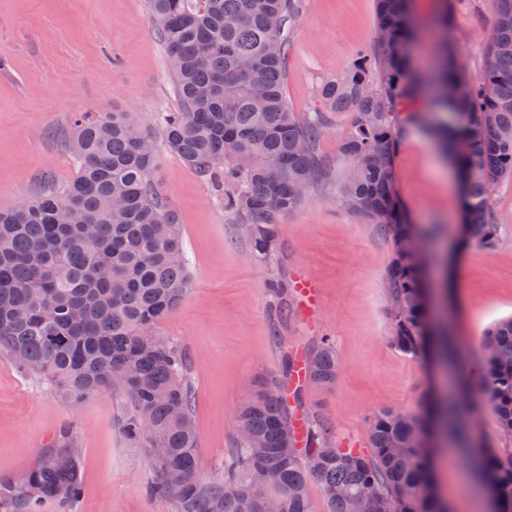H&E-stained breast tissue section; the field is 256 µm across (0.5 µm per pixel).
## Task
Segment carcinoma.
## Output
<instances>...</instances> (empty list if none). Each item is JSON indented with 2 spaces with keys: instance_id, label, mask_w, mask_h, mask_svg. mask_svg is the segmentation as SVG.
<instances>
[{
  "instance_id": "obj_1",
  "label": "carcinoma",
  "mask_w": 512,
  "mask_h": 512,
  "mask_svg": "<svg viewBox=\"0 0 512 512\" xmlns=\"http://www.w3.org/2000/svg\"><path fill=\"white\" fill-rule=\"evenodd\" d=\"M485 70L469 77L454 61L448 9L429 24L445 34L441 66L414 64L410 0H377L378 33L346 74L321 88L324 110L300 116L285 95L288 36L303 0H150L180 107L160 116L164 149L199 174L220 181L224 210L248 229L253 255L276 249L280 220L331 169L319 143L331 112L350 126L337 144L344 206L392 244L387 270L391 345L413 357L437 353L457 362L452 336L431 325L426 264L408 249L422 240L396 194L392 167L403 125L422 124L461 182L464 248L490 250L498 240L492 210L497 185L512 179V0H500ZM155 137L132 112L78 115L69 147L76 163L61 190L0 210V354L47 380L77 405L120 390L124 437L144 450L152 470L146 492L174 512H313L308 484L319 483L325 512H350L360 497L375 512H448L435 486L433 453L455 438L481 462L482 484L497 512H512V448L475 445L461 421L474 410L459 394L417 412L381 409L370 419L369 448H338L312 427L298 448L294 410L276 383L255 388L239 405L237 448L217 479L198 466L193 393L181 351L158 335L193 287L178 213L156 192L158 153L138 136ZM477 390L512 439V317L495 322L481 342ZM306 380L336 382L340 371L325 342L305 360ZM63 433L19 476L0 480V512H63L83 493L81 458ZM155 448L167 449L157 457Z\"/></svg>"
}]
</instances>
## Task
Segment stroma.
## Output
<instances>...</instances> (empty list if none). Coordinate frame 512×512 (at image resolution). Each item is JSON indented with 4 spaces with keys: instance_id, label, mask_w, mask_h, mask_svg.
<instances>
[{
    "instance_id": "stroma-1",
    "label": "stroma",
    "mask_w": 512,
    "mask_h": 512,
    "mask_svg": "<svg viewBox=\"0 0 512 512\" xmlns=\"http://www.w3.org/2000/svg\"><path fill=\"white\" fill-rule=\"evenodd\" d=\"M499 7L500 0H456L454 52L470 74L486 66ZM376 32L375 0H304L288 46L290 107L301 116L319 110L323 81L346 73ZM176 108L149 0H0V209L74 177L69 139L77 114L124 109L152 126ZM392 176L401 203L427 233L436 312L457 340L462 368L474 375L486 329L512 316V180L493 195L496 246L460 253L456 170L415 125L403 128ZM155 187L179 215L193 276L192 290L159 331L187 360L205 476L220 475L229 459L241 400L259 380H282L286 359L304 358L322 341L333 344L340 372L329 387L302 384L300 409L338 447H366L374 412H414L448 392L447 368L389 343L392 245L343 206L338 180L283 217L273 263L251 256L220 189L177 156L161 153ZM299 271L317 279L320 308L308 314L295 306L280 318L270 283ZM124 409L113 389L72 405L0 356V478L20 475L37 450L69 431L82 450L83 495L74 512H173L144 491L152 471L116 426ZM464 470L442 456L434 461L439 488L463 512H492L484 488L462 485Z\"/></svg>"
}]
</instances>
